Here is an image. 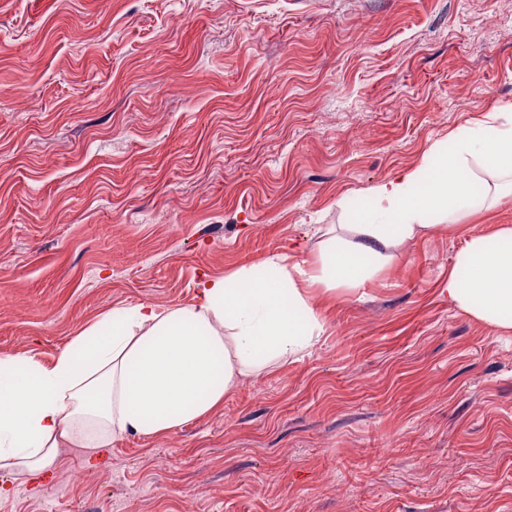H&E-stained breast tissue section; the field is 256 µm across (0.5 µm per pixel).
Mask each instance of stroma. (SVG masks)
Returning a JSON list of instances; mask_svg holds the SVG:
<instances>
[{"mask_svg": "<svg viewBox=\"0 0 512 512\" xmlns=\"http://www.w3.org/2000/svg\"><path fill=\"white\" fill-rule=\"evenodd\" d=\"M512 106V0H0V358L316 253ZM480 207L321 296L319 343L157 440L0 473V512H512V335L442 293Z\"/></svg>", "mask_w": 512, "mask_h": 512, "instance_id": "stroma-1", "label": "stroma"}]
</instances>
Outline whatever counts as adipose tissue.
<instances>
[{
    "label": "adipose tissue",
    "mask_w": 512,
    "mask_h": 512,
    "mask_svg": "<svg viewBox=\"0 0 512 512\" xmlns=\"http://www.w3.org/2000/svg\"><path fill=\"white\" fill-rule=\"evenodd\" d=\"M452 140L428 168L369 189L358 240L337 235L301 264L284 253L210 277L188 305L109 312L48 363L1 358L0 472L36 477L61 449L166 437L209 416L242 379L320 341L326 324L313 302L318 291L358 286L388 262L390 248L428 231L433 219L456 221L479 194L492 206H512V113H488ZM480 169L495 182L478 178ZM446 294L450 306L512 331L511 227L467 239Z\"/></svg>",
    "instance_id": "1"
}]
</instances>
